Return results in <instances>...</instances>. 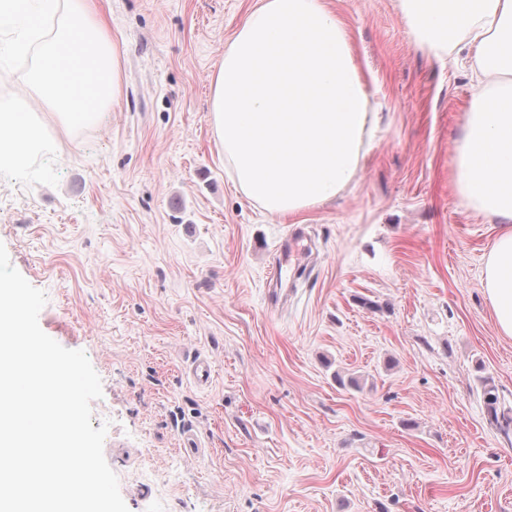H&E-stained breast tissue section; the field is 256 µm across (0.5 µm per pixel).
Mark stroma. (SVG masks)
I'll return each mask as SVG.
<instances>
[{
  "label": "stroma",
  "instance_id": "obj_1",
  "mask_svg": "<svg viewBox=\"0 0 512 512\" xmlns=\"http://www.w3.org/2000/svg\"><path fill=\"white\" fill-rule=\"evenodd\" d=\"M258 0H95L118 106L46 129L57 185L0 177V243L41 329L102 382L92 425L129 512H512V338L484 286L498 224L463 199L469 64L418 46L400 0H326L376 114L336 197L276 216L236 189L211 78ZM294 285L265 286L294 226ZM214 372L195 384L191 361ZM356 376L354 390L337 376ZM192 429L199 448L189 447ZM482 387L490 422L499 427V429L507 435L512 428V417L506 416L505 413L501 414V412H498L497 397L495 394H492L493 387L490 386L489 380H483Z\"/></svg>",
  "mask_w": 512,
  "mask_h": 512
}]
</instances>
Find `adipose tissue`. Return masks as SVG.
Here are the masks:
<instances>
[{"label":"adipose tissue","instance_id":"1","mask_svg":"<svg viewBox=\"0 0 512 512\" xmlns=\"http://www.w3.org/2000/svg\"><path fill=\"white\" fill-rule=\"evenodd\" d=\"M415 41L442 59L474 49L471 112L455 143L462 197L501 226L485 289L512 338V0H400ZM211 117L234 184L285 216L336 196L375 118L342 22L324 0H260L213 74Z\"/></svg>","mask_w":512,"mask_h":512}]
</instances>
